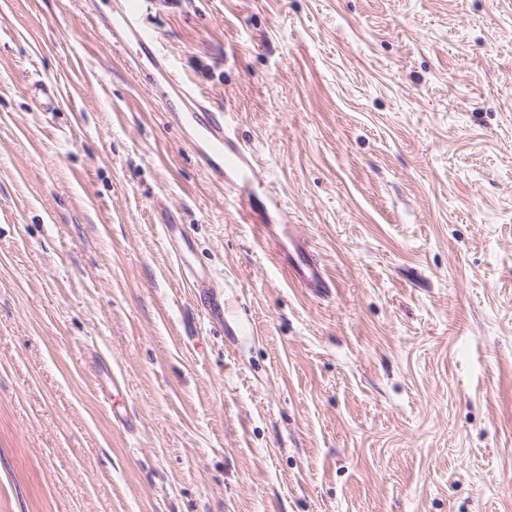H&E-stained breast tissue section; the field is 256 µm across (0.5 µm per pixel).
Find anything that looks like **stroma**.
<instances>
[{"instance_id": "obj_1", "label": "stroma", "mask_w": 512, "mask_h": 512, "mask_svg": "<svg viewBox=\"0 0 512 512\" xmlns=\"http://www.w3.org/2000/svg\"><path fill=\"white\" fill-rule=\"evenodd\" d=\"M88 7L0 0V512H512V0L148 10L318 250L319 299ZM28 91L31 93L35 103L44 112H53L58 99V90L56 86L49 80L39 79L32 82ZM172 251L176 258L180 277L182 281L189 284V288H193L200 309L209 318L223 317L224 319V303L222 305L214 290V288L222 287L214 282L210 273L193 265L190 260L193 245L189 238L182 237L181 245L176 246ZM97 371L102 380L104 402L108 403L111 394L115 397V394L125 390V380L112 373V365L104 359L97 363Z\"/></svg>"}]
</instances>
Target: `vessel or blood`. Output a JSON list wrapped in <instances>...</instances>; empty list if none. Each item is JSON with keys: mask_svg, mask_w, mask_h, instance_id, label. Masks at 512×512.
<instances>
[{"mask_svg": "<svg viewBox=\"0 0 512 512\" xmlns=\"http://www.w3.org/2000/svg\"><path fill=\"white\" fill-rule=\"evenodd\" d=\"M90 11L107 44L153 90L168 124L183 134L210 182L230 186L243 201L244 222L251 224L278 259L290 282L312 296L321 297L330 292L332 281L310 242L295 225L288 223L279 199L262 192L255 180L250 148L231 134L223 110L185 82L171 59L158 48L154 34L144 22V0H91ZM28 90L43 111H54L58 90L51 81L36 80ZM192 252L193 245L187 239L173 250L180 277L193 289L208 317L223 316L224 307L215 294L214 279L193 265ZM97 371L104 396L124 390V379L113 373L107 360L98 362Z\"/></svg>", "mask_w": 512, "mask_h": 512, "instance_id": "obj_1", "label": "vessel or blood"}]
</instances>
